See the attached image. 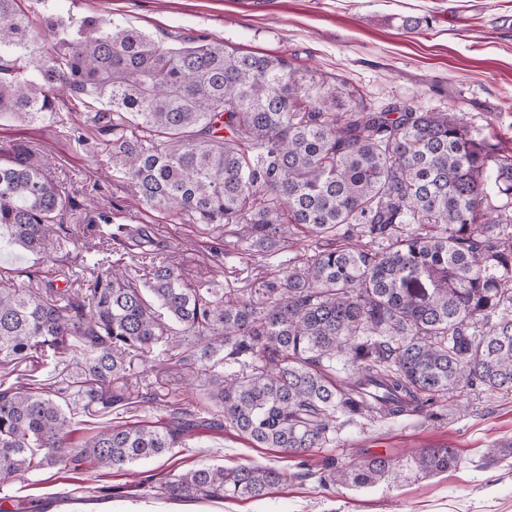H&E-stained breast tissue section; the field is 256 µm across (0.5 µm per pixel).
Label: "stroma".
Masks as SVG:
<instances>
[{"label": "stroma", "mask_w": 512, "mask_h": 512, "mask_svg": "<svg viewBox=\"0 0 512 512\" xmlns=\"http://www.w3.org/2000/svg\"><path fill=\"white\" fill-rule=\"evenodd\" d=\"M36 13L81 17L98 14L133 25L166 46L183 36H205L242 51L287 58L312 69L327 83L345 79L362 85L377 107L410 101L425 110L456 105L473 135L500 136L512 148V0H27ZM429 18L427 26L408 33L397 17ZM69 96L57 108L71 114L73 135L62 136L55 118L0 119V155L31 150L75 206L63 223L68 243L56 257L67 267L71 254L101 257L112 247L114 225L145 227L160 241L161 253L178 263L190 280L262 302L267 285L288 250L270 255L265 264L249 256L224 258L219 249L234 238L232 224H197L137 201L131 185L113 169L111 149L90 118L97 109L88 101L71 112ZM112 217L103 224L99 213ZM43 256L0 248V270L17 286L41 288L48 281ZM130 412H87L74 405L82 431L121 420L156 421L160 402L194 400L201 390L184 385L186 369L178 360L133 359ZM512 440V392L465 389L454 401L431 411L394 419L359 417L339 430L329 447L307 456L305 463L278 448H253L232 427L201 429L173 459L149 462L130 472L104 478L112 496L93 493L59 479L61 501L50 512H512V456L494 461L487 453ZM457 449L461 462L447 473L406 474L369 489L324 485L328 463L353 466L383 454L406 459L426 448ZM250 463L276 466L288 483L265 499L179 502L156 497L144 487L147 475L164 476L172 467L215 464L227 468Z\"/></svg>", "instance_id": "35a3bbf8"}]
</instances>
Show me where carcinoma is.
Wrapping results in <instances>:
<instances>
[{"instance_id":"1","label":"carcinoma","mask_w":512,"mask_h":512,"mask_svg":"<svg viewBox=\"0 0 512 512\" xmlns=\"http://www.w3.org/2000/svg\"><path fill=\"white\" fill-rule=\"evenodd\" d=\"M21 3L0 0V117L43 118L64 92L75 108L92 98L112 164L143 204L239 225L226 259L300 241L310 250L288 258L260 303L192 285L149 249L142 281L109 256L78 290H25L0 275L1 361L82 355L53 387L0 376V484L30 487L26 508L0 512H47L51 468L73 482L126 471L200 427L229 425L255 448L302 458L333 443L341 417L421 412L476 385L512 391V155L472 135L463 113L378 109L363 87H328L280 56L206 40L165 47L121 20L35 19ZM71 206L32 153L0 157L10 245L47 252ZM405 224L421 231L403 235ZM180 348L203 400L74 440L68 399L125 407L133 358ZM458 463L454 448H426L404 464L331 465L322 481L369 487ZM286 480L274 467L201 464L150 489L258 499Z\"/></svg>"}]
</instances>
